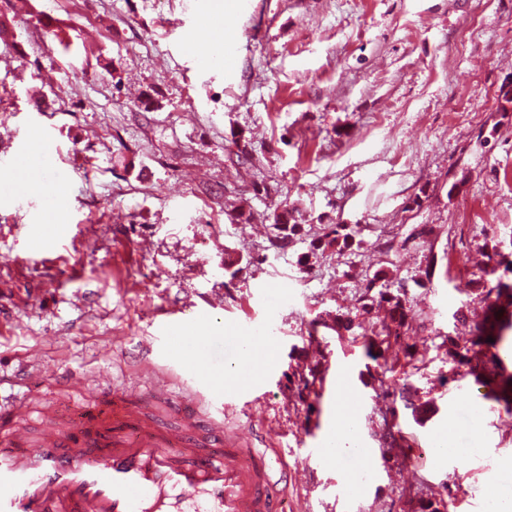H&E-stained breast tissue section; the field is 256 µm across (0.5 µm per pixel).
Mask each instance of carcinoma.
Instances as JSON below:
<instances>
[{
  "label": "carcinoma",
  "instance_id": "cac0c4a2",
  "mask_svg": "<svg viewBox=\"0 0 512 512\" xmlns=\"http://www.w3.org/2000/svg\"><path fill=\"white\" fill-rule=\"evenodd\" d=\"M236 219L243 223H252L256 220L272 221L277 231L271 245L276 248H285L294 236L301 231V225L292 221V214L285 210L275 212L270 217L258 218L246 206H241ZM326 232L314 249L331 247L333 245L348 247L355 241V230L346 224H329ZM507 254L502 252L500 242H495L488 250V262L491 263L489 273L494 274L500 266L512 271V261L506 260ZM385 277V272L379 270L366 280L363 292L362 310L366 311L370 304L376 302L387 307L390 321L384 322L380 327L371 328V335L353 337V340L363 339L366 355L373 360L382 356V347L390 342L391 338L400 336L401 329L408 324L410 307L407 306L406 291L397 289L393 294L388 290H379L372 294L374 288ZM468 295L483 302L486 308L484 322L476 327V339L470 346H459L453 337L446 336L448 341V379L457 381L461 375V368H466V374L474 376L475 382L483 387L490 388L486 398L494 400L502 407L504 413L512 417V371L509 370L506 360H512V284L502 281V278L491 280L479 278L472 282ZM493 338L488 342L487 338Z\"/></svg>",
  "mask_w": 512,
  "mask_h": 512
}]
</instances>
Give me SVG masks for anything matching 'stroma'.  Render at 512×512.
I'll use <instances>...</instances> for the list:
<instances>
[{"label":"stroma","mask_w":512,"mask_h":512,"mask_svg":"<svg viewBox=\"0 0 512 512\" xmlns=\"http://www.w3.org/2000/svg\"><path fill=\"white\" fill-rule=\"evenodd\" d=\"M245 3L228 15L212 0H90L83 15L0 0V151L39 137L52 159L30 175L59 189L50 206L20 197L0 166V374L25 370L14 391L32 432L44 412L80 420L106 365L174 429L138 360L190 384L193 356L166 338L211 336L218 401L224 339L249 325L272 340L273 363L240 389L224 427L287 464L285 512H415L446 486L456 512H486L493 491H512V420L473 377L449 381L442 341L470 337L484 315L464 293L484 242L512 239V112L498 110L512 84V0ZM240 139L252 161L235 166ZM244 199L258 214L291 210L300 234L272 247L270 224L235 220ZM469 208L483 221L467 222ZM327 224L357 226L356 245L311 254ZM380 269L414 315L387 357L429 407L396 408L398 450L376 362L320 323L339 310L379 322L383 309L363 313L360 296ZM461 308L468 324L454 318ZM33 348L42 357L30 367ZM343 368L362 402L364 457L310 460L346 429L326 387ZM444 433L455 453L440 461Z\"/></svg>","instance_id":"obj_1"}]
</instances>
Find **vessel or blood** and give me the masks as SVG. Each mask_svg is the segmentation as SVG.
Returning a JSON list of instances; mask_svg holds the SVG:
<instances>
[{
  "label": "vessel or blood",
  "mask_w": 512,
  "mask_h": 512,
  "mask_svg": "<svg viewBox=\"0 0 512 512\" xmlns=\"http://www.w3.org/2000/svg\"><path fill=\"white\" fill-rule=\"evenodd\" d=\"M189 343L197 386L206 388L209 345L202 336ZM174 389L171 377L154 374L149 398L171 403ZM235 399L231 388L223 406L193 403L167 430L108 389L80 423L79 439L67 438L53 416L28 438L20 430L25 410L0 403V512H277L273 463L224 431Z\"/></svg>",
  "instance_id": "b4317fda"
}]
</instances>
